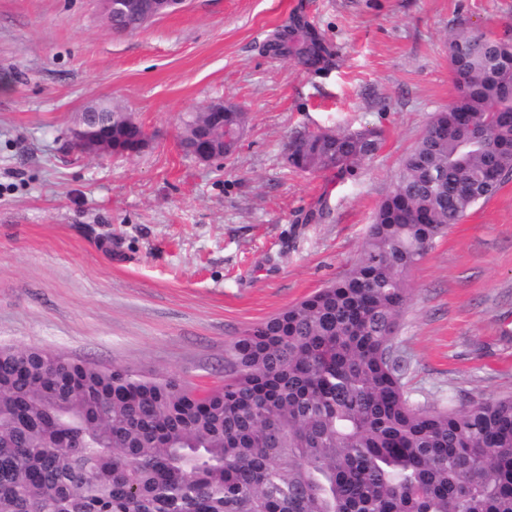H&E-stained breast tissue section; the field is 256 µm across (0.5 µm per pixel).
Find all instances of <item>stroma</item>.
<instances>
[{"label": "stroma", "instance_id": "35a3bbf8", "mask_svg": "<svg viewBox=\"0 0 512 512\" xmlns=\"http://www.w3.org/2000/svg\"><path fill=\"white\" fill-rule=\"evenodd\" d=\"M512 0H186L132 33L99 0H0V345L222 384L225 348L342 277L378 203L456 90L447 38L501 35ZM312 33L311 66L266 46ZM248 117L229 157L185 153L181 116ZM131 114L134 154L77 151L87 106ZM377 130L340 180L286 163L294 135ZM393 346L426 408L512 395V177L409 272Z\"/></svg>", "mask_w": 512, "mask_h": 512}]
</instances>
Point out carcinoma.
I'll list each match as a JSON object with an SVG mask.
<instances>
[{"label": "carcinoma", "mask_w": 512, "mask_h": 512, "mask_svg": "<svg viewBox=\"0 0 512 512\" xmlns=\"http://www.w3.org/2000/svg\"><path fill=\"white\" fill-rule=\"evenodd\" d=\"M268 47L326 54L308 36ZM504 53L448 37L456 96L402 158L361 257L236 338L224 385L0 345V512H512V396L417 407L392 345L411 268L512 173ZM246 120L215 117L231 139ZM379 145L305 132L287 158L345 179Z\"/></svg>", "instance_id": "1"}]
</instances>
